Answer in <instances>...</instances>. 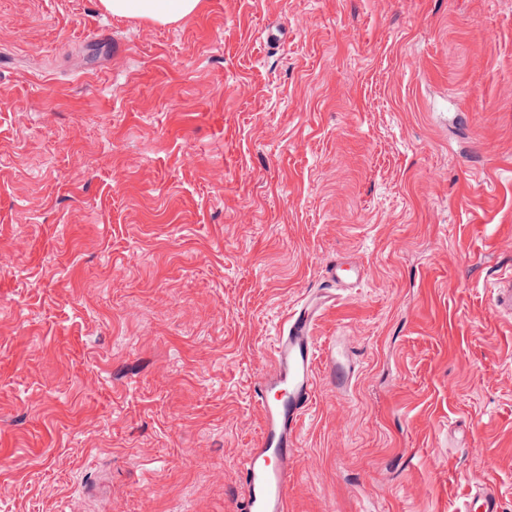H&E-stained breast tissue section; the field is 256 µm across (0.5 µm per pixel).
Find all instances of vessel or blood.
I'll return each instance as SVG.
<instances>
[{"label": "vessel or blood", "mask_w": 512, "mask_h": 512, "mask_svg": "<svg viewBox=\"0 0 512 512\" xmlns=\"http://www.w3.org/2000/svg\"><path fill=\"white\" fill-rule=\"evenodd\" d=\"M333 303L330 294H317L289 316L286 331L277 338L274 371L257 391L264 420L261 436L241 464L244 512H288L296 476L298 430L312 401L314 367L320 355L314 331ZM328 358V379L337 388H348L355 365L347 351L330 349ZM461 512H502L497 485L486 482L476 486Z\"/></svg>", "instance_id": "1"}]
</instances>
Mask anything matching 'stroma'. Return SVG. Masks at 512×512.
I'll use <instances>...</instances> for the list:
<instances>
[{
	"instance_id": "1",
	"label": "stroma",
	"mask_w": 512,
	"mask_h": 512,
	"mask_svg": "<svg viewBox=\"0 0 512 512\" xmlns=\"http://www.w3.org/2000/svg\"><path fill=\"white\" fill-rule=\"evenodd\" d=\"M339 259L289 512H512V0H0V512H241ZM112 16H136L153 23H176L200 14L205 0H99ZM328 358V379L331 383L336 384L337 389H347L351 384L355 365L349 359L346 349L338 350L332 345L329 349ZM499 489L492 482L476 486L470 492L460 512H502Z\"/></svg>"
}]
</instances>
